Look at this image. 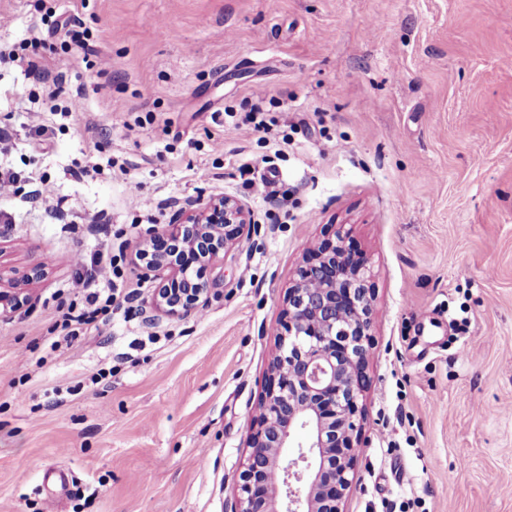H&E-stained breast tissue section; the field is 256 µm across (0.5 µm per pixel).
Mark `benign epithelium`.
Wrapping results in <instances>:
<instances>
[{
	"instance_id": "benign-epithelium-1",
	"label": "benign epithelium",
	"mask_w": 512,
	"mask_h": 512,
	"mask_svg": "<svg viewBox=\"0 0 512 512\" xmlns=\"http://www.w3.org/2000/svg\"><path fill=\"white\" fill-rule=\"evenodd\" d=\"M256 231L252 210L227 194L198 197L178 219L147 228L133 262L155 282L154 309L180 319L207 307L219 295V277L206 273ZM158 238L170 248L155 251ZM310 250L314 258L298 267L285 297L286 320L274 333L260 419L229 512H342L355 478L360 400L368 385L371 273L348 259L340 233ZM187 251L195 264L182 260ZM9 280L0 268V318L27 301L8 288Z\"/></svg>"
}]
</instances>
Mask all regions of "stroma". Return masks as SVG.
Returning <instances> with one entry per match:
<instances>
[{"mask_svg": "<svg viewBox=\"0 0 512 512\" xmlns=\"http://www.w3.org/2000/svg\"><path fill=\"white\" fill-rule=\"evenodd\" d=\"M60 15L110 73L50 32ZM42 38L56 91L27 73ZM0 52V169L21 174L0 265L46 268L0 320V512H225L286 289L338 234L374 290L345 512H512V0H0ZM258 90L278 123L246 138L222 114ZM33 105L42 151L21 127ZM244 163L278 172L286 217L265 219ZM133 182L151 209L129 208ZM224 193L261 231L225 257L223 297L167 318L128 261L133 311L50 350L67 258L94 250L74 225H163Z\"/></svg>", "mask_w": 512, "mask_h": 512, "instance_id": "35a3bbf8", "label": "stroma"}]
</instances>
